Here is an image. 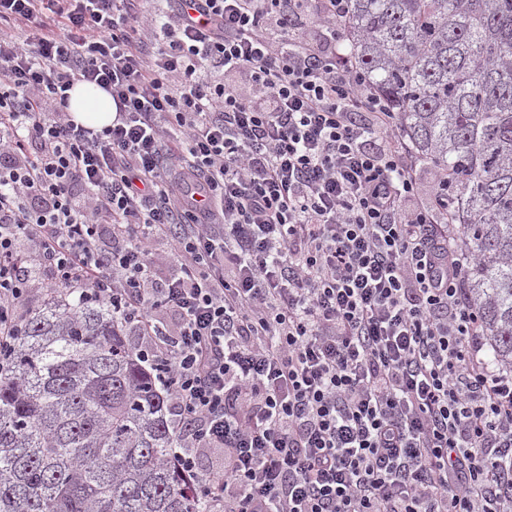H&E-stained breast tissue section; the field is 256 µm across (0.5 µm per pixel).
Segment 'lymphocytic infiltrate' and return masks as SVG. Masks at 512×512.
<instances>
[{
  "label": "lymphocytic infiltrate",
  "instance_id": "f902f5d3",
  "mask_svg": "<svg viewBox=\"0 0 512 512\" xmlns=\"http://www.w3.org/2000/svg\"><path fill=\"white\" fill-rule=\"evenodd\" d=\"M173 2L0 0V345L46 278L111 307L222 512H512V375L348 0ZM70 112L76 122L101 128L112 123L115 106L101 88L79 84L70 92Z\"/></svg>",
  "mask_w": 512,
  "mask_h": 512
}]
</instances>
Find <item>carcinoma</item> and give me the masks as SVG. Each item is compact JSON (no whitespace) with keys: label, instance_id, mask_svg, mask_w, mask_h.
I'll list each match as a JSON object with an SVG mask.
<instances>
[{"label":"carcinoma","instance_id":"1","mask_svg":"<svg viewBox=\"0 0 512 512\" xmlns=\"http://www.w3.org/2000/svg\"><path fill=\"white\" fill-rule=\"evenodd\" d=\"M348 57L443 176L462 275L512 371V0H351ZM155 364L112 309L54 289L4 347L0 512H213L174 458Z\"/></svg>","mask_w":512,"mask_h":512}]
</instances>
